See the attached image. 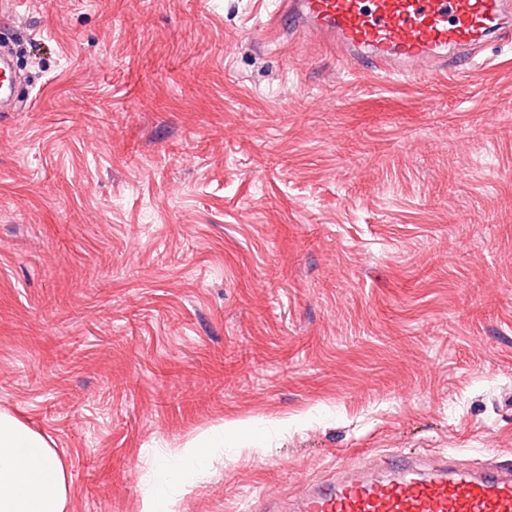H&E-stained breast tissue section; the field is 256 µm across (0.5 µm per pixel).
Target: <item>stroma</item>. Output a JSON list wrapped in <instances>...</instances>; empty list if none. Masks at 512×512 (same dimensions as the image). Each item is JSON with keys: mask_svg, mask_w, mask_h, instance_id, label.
Masks as SVG:
<instances>
[{"mask_svg": "<svg viewBox=\"0 0 512 512\" xmlns=\"http://www.w3.org/2000/svg\"><path fill=\"white\" fill-rule=\"evenodd\" d=\"M267 10L0 0V410L54 438L66 512L512 461V44L374 79Z\"/></svg>", "mask_w": 512, "mask_h": 512, "instance_id": "1", "label": "stroma"}]
</instances>
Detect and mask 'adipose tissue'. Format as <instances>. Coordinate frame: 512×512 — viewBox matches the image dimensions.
I'll list each match as a JSON object with an SVG mask.
<instances>
[{
  "label": "adipose tissue",
  "mask_w": 512,
  "mask_h": 512,
  "mask_svg": "<svg viewBox=\"0 0 512 512\" xmlns=\"http://www.w3.org/2000/svg\"><path fill=\"white\" fill-rule=\"evenodd\" d=\"M70 493L52 438L0 411V512H66Z\"/></svg>",
  "instance_id": "adipose-tissue-1"
}]
</instances>
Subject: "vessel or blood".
<instances>
[{
    "mask_svg": "<svg viewBox=\"0 0 512 512\" xmlns=\"http://www.w3.org/2000/svg\"><path fill=\"white\" fill-rule=\"evenodd\" d=\"M505 0H277L266 23L300 31L363 74L416 73L448 53L475 58L485 36L512 43ZM293 512H512V465H466L457 454L406 457L371 474L366 465L339 468L328 485L314 484Z\"/></svg>",
    "mask_w": 512,
    "mask_h": 512,
    "instance_id": "b4317fda",
    "label": "vessel or blood"
}]
</instances>
